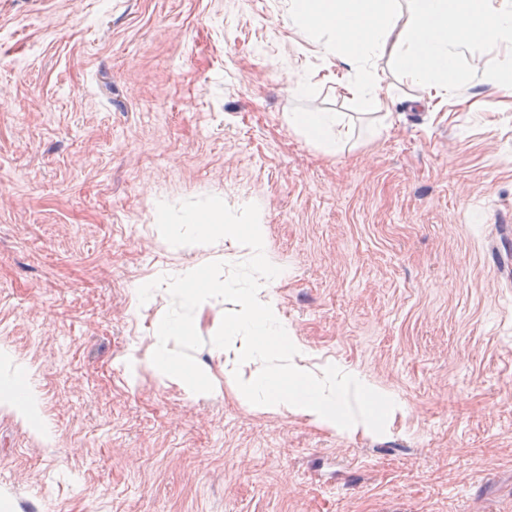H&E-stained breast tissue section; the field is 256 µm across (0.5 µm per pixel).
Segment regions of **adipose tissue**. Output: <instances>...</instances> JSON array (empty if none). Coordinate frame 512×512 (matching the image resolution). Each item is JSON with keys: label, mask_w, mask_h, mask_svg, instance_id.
Listing matches in <instances>:
<instances>
[{"label": "adipose tissue", "mask_w": 512, "mask_h": 512, "mask_svg": "<svg viewBox=\"0 0 512 512\" xmlns=\"http://www.w3.org/2000/svg\"><path fill=\"white\" fill-rule=\"evenodd\" d=\"M288 15L300 32L316 37L324 57L341 63L347 90L365 106L376 101L379 54H389L403 75L431 98L473 82V74L460 65L470 40H482L512 56V0H288ZM288 124L330 151L342 136L341 118L333 112H292ZM247 216L243 224L225 223L224 205L215 198L205 211L185 212L176 223L160 224L163 238L181 251L206 253L232 240L260 276L224 280L199 265L162 274L161 282L180 296L188 312L159 318L149 352L157 371L188 397L220 396V389L176 346L192 341L193 317L213 297L231 295L237 308L225 317L211 343L215 352L228 357L225 386L249 405L265 412L289 409L341 432L405 412L402 402L355 370L327 364L313 372L302 366L303 353L272 294L281 270L269 256L259 212L251 209ZM0 366L5 369L0 406L32 426L44 442H52V431L40 420V396L25 382L26 365L1 347Z\"/></svg>", "instance_id": "adipose-tissue-1"}]
</instances>
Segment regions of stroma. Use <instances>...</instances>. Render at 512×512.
Segmentation results:
<instances>
[{"mask_svg": "<svg viewBox=\"0 0 512 512\" xmlns=\"http://www.w3.org/2000/svg\"><path fill=\"white\" fill-rule=\"evenodd\" d=\"M287 0H0V346L31 367L44 443L0 409L9 512H512V111L422 100L388 55L367 109ZM313 92L291 96L294 80ZM340 113L335 152L288 125ZM221 199L264 215L309 366L407 414L338 432L143 361L166 289L203 264L157 229ZM213 301L186 352L216 384Z\"/></svg>", "mask_w": 512, "mask_h": 512, "instance_id": "1", "label": "stroma"}]
</instances>
